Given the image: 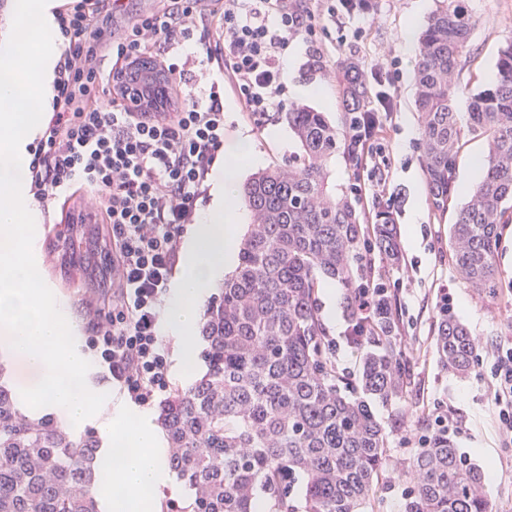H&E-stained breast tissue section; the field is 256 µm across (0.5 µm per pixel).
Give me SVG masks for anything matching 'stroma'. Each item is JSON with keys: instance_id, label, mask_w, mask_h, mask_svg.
Instances as JSON below:
<instances>
[{"instance_id": "1", "label": "stroma", "mask_w": 512, "mask_h": 512, "mask_svg": "<svg viewBox=\"0 0 512 512\" xmlns=\"http://www.w3.org/2000/svg\"><path fill=\"white\" fill-rule=\"evenodd\" d=\"M477 19L469 51L454 74L455 82L469 89L492 82L498 50L512 37V0H467ZM439 6L438 0H371L368 14L351 18L345 30L318 34V45L326 65L349 56L362 64L383 58L390 62L392 119L381 133L380 146L390 161L384 195L371 188L368 170L353 174L343 158L330 164L336 186L357 185L360 202L367 214L383 205H392L400 232L404 261L400 267L388 265L375 250L367 251L366 264L375 280L396 296L402 334L411 339L420 353L416 384L405 399L379 403L375 412L389 434L388 464L379 478L378 501L383 512H403L409 485L401 475L418 446L420 423L433 422L448 413L461 424L453 433L456 448L463 455L488 450L493 473L486 488L495 512H512V441L499 437L493 427V408L488 401V370L477 367L459 377L441 369L433 349V335L439 305L448 304L466 324L471 335L484 337L489 345L512 336V227L504 232L498 249L499 288L488 296L463 279L455 270L448 251V226L453 212L433 214L422 170L421 131L413 104L414 68L419 45H407L408 24L423 28ZM293 72L285 76V104H303L324 112L334 126H341L339 87L335 77H322L310 67L309 46L297 38L289 54ZM300 84L322 89L323 98L300 97L291 91ZM227 125L223 162H231L230 150L239 132H247L266 165L287 162L298 150L297 142L281 112L257 120L241 112L232 94L224 96ZM484 137L465 135L457 160L456 202H463L474 183L472 166L487 153ZM43 273L66 301L72 320L82 336H89L90 321L99 309L107 289L97 287L87 277H71L64 272L55 248H43Z\"/></svg>"}]
</instances>
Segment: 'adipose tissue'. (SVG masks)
Instances as JSON below:
<instances>
[{"label": "adipose tissue", "mask_w": 512, "mask_h": 512, "mask_svg": "<svg viewBox=\"0 0 512 512\" xmlns=\"http://www.w3.org/2000/svg\"><path fill=\"white\" fill-rule=\"evenodd\" d=\"M242 176L237 166L214 170L211 200L185 237L181 271L163 307L160 331L176 339L175 369L188 383L200 363L198 329L204 306L237 264L241 230L248 220L240 207Z\"/></svg>", "instance_id": "obj_1"}]
</instances>
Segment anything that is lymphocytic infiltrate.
<instances>
[{
  "label": "lymphocytic infiltrate",
  "mask_w": 512,
  "mask_h": 512,
  "mask_svg": "<svg viewBox=\"0 0 512 512\" xmlns=\"http://www.w3.org/2000/svg\"><path fill=\"white\" fill-rule=\"evenodd\" d=\"M345 27L349 11L308 0H169L167 8L119 25L113 0H75L59 19L63 61L54 114L35 150L30 177L39 201L84 189L110 228L112 304L96 313L88 339L109 379L136 401L168 388L158 338L181 235L203 183L224 148V92L248 115L282 105L281 61L298 36L314 39L317 17ZM112 65L141 53L158 58L181 100L175 111L134 112L104 101ZM201 56L182 55L186 43ZM496 422L512 437V345L490 364Z\"/></svg>",
  "instance_id": "lymphocytic-infiltrate-1"
}]
</instances>
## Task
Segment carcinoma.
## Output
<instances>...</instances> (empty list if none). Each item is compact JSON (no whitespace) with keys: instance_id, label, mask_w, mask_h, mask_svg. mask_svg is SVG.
Returning <instances> with one entry per match:
<instances>
[{"instance_id":"obj_1","label":"carcinoma","mask_w":512,"mask_h":512,"mask_svg":"<svg viewBox=\"0 0 512 512\" xmlns=\"http://www.w3.org/2000/svg\"><path fill=\"white\" fill-rule=\"evenodd\" d=\"M476 19L465 0H446L422 34L415 72V111L433 213L448 211L465 133L484 136L488 154L468 200L448 227L457 272L493 295L497 252L512 224V41L498 51L496 79L467 97L450 80ZM343 122L338 129L315 110L285 113L299 152L242 188L250 213L239 262L203 314L207 372L177 388L160 408L169 467L194 491L187 512H365L378 494L387 434L371 403L402 399L413 383L414 351L399 336L394 295L365 270L374 245L393 265L401 260L389 205L367 223L353 189L330 180L342 156L358 170L364 157L346 149L352 120L375 123L373 103L386 92L362 78L351 56L337 65ZM344 289L350 344L359 373H336L323 337L318 277ZM382 288L381 302L362 314L361 289ZM433 345L442 368L459 375L477 364L471 335L439 306ZM407 465L413 489L404 512H492L486 473L455 448L446 431L427 429ZM99 441L75 435L51 417H26L0 376V512H99L94 493Z\"/></svg>"}]
</instances>
